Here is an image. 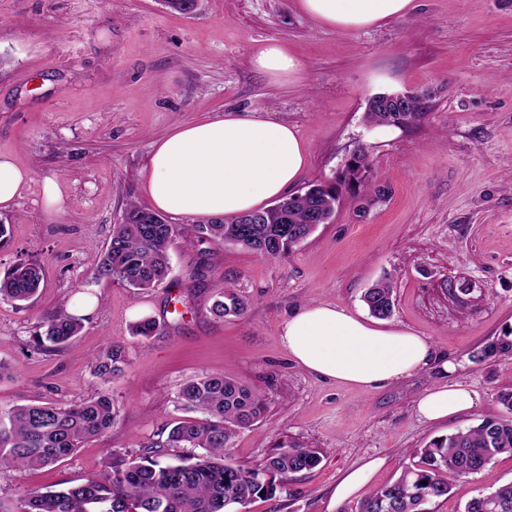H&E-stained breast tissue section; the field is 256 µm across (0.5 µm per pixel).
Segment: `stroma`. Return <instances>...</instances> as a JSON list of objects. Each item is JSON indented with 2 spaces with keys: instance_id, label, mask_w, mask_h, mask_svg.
<instances>
[{
  "instance_id": "stroma-1",
  "label": "stroma",
  "mask_w": 512,
  "mask_h": 512,
  "mask_svg": "<svg viewBox=\"0 0 512 512\" xmlns=\"http://www.w3.org/2000/svg\"><path fill=\"white\" fill-rule=\"evenodd\" d=\"M402 18L359 30L320 26L297 0H200L193 14L162 0H0V154L29 171L30 188L0 211L8 237L0 270L33 259L44 283L33 306L0 300V409L34 401L77 404L99 391L90 363L112 341L130 363L108 383L118 425L60 465L0 470V512L29 489L56 490L98 471L108 449L141 450L188 418L176 396L195 375L221 374L259 391L263 420L234 440L233 463L267 456L276 440L324 454L275 498L245 512H340V474L364 459L384 466L377 489L399 477L407 453L431 439L505 415L512 359L473 355L512 327V0H415ZM267 41L302 60L304 79L275 83L251 59ZM411 91L424 110L382 137L368 124L370 98ZM259 111L297 127L308 166L295 192L332 182L367 147L372 188L343 194L285 260L219 240L170 247L167 280L145 293L94 279L92 266L128 202L144 203L141 173L154 144L205 116ZM59 179L66 200L45 210L41 184ZM383 200H376V190ZM203 275L190 280L195 263ZM390 282L389 322L428 337L478 395L471 412L429 424L416 402L438 367L359 389L311 375L284 349V319L314 302L363 308L374 283ZM242 297L238 317L208 310L221 287ZM85 303L92 312L62 351L33 348L42 312ZM142 316L159 330L131 333ZM512 482V456L459 480L433 512H462L478 493Z\"/></svg>"
}]
</instances>
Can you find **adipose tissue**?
I'll return each mask as SVG.
<instances>
[{"mask_svg": "<svg viewBox=\"0 0 512 512\" xmlns=\"http://www.w3.org/2000/svg\"><path fill=\"white\" fill-rule=\"evenodd\" d=\"M301 12L321 26L355 30L405 16L414 0H298ZM254 67L276 81H296L301 60L271 41L253 55ZM308 149L294 126L229 112L176 128L154 146L142 174L148 205L173 215H240L284 196L305 171ZM281 341L308 372L358 388L411 376L432 364L434 348L413 330L364 318L329 303H312L283 322ZM441 370L445 383L417 401L420 419L445 422L471 411L477 396L452 381V362Z\"/></svg>", "mask_w": 512, "mask_h": 512, "instance_id": "1", "label": "adipose tissue"}]
</instances>
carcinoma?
Masks as SVG:
<instances>
[{
	"label": "carcinoma",
	"instance_id": "1",
	"mask_svg": "<svg viewBox=\"0 0 512 512\" xmlns=\"http://www.w3.org/2000/svg\"><path fill=\"white\" fill-rule=\"evenodd\" d=\"M421 110L417 95H380L371 101L366 120L372 125H403L417 120ZM371 173L369 151L360 147L337 181L313 185L261 210L214 217L206 224H170L163 215L132 201L121 223L113 225L93 275L135 291L156 288L167 279L169 249L177 237L189 246L196 240L218 239L265 258L285 259L318 225L330 221L342 193L366 187ZM43 278L38 261H17L0 273V300L26 307L35 300ZM362 300L379 319L390 317L395 309L388 282L375 283ZM245 310V301L230 288L218 290L209 307L218 319L240 316ZM84 321L64 305L43 313L33 335L34 347L61 350L81 333ZM158 330L154 318L143 317L133 324L132 334L145 342ZM509 357L512 329L473 355L477 362ZM128 363L126 346L112 342L93 359L91 374L106 384ZM177 400L202 417L177 422L166 437L150 441L139 454L109 449L98 472L67 488L31 490L19 499L15 512H237L255 499L275 497L295 474L322 462L318 449L282 440L251 466L229 463L237 433L266 412L263 396L239 380L218 374L191 377L182 384ZM498 401L507 414L485 418L410 451L414 462L354 512H431V505L452 495L455 481L479 473L500 454L512 455V390L499 392ZM117 417L112 395L104 390L79 404L35 401L0 411V469L57 465L111 429ZM169 448L202 452L175 463L168 460ZM463 512H512V483L472 497Z\"/></svg>",
	"mask_w": 512,
	"mask_h": 512
}]
</instances>
